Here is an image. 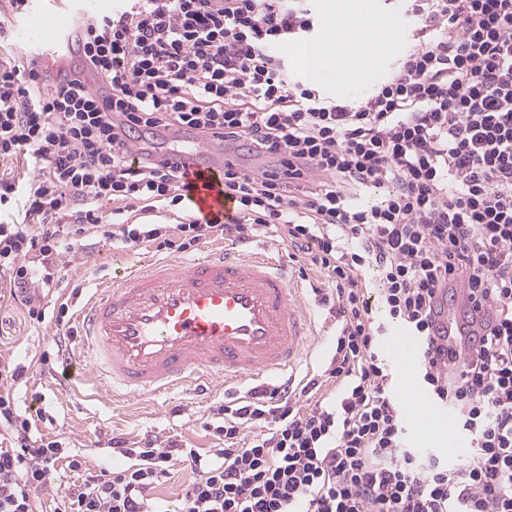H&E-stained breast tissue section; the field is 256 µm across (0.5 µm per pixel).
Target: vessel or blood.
I'll return each mask as SVG.
<instances>
[{
    "instance_id": "obj_1",
    "label": "vessel or blood",
    "mask_w": 512,
    "mask_h": 512,
    "mask_svg": "<svg viewBox=\"0 0 512 512\" xmlns=\"http://www.w3.org/2000/svg\"><path fill=\"white\" fill-rule=\"evenodd\" d=\"M111 10L112 0H28L13 32L26 57L46 62L51 73L68 72L79 63L80 20ZM366 38L358 19L335 28V40L349 57L360 56ZM163 156L183 166L195 209L205 215L231 211L222 193L224 168L240 164V153L187 134ZM469 314L458 304L442 306L438 324L446 337L438 345L447 348V363L461 359ZM77 321L80 355L65 361L66 378L92 375L108 396L129 399L192 385L264 387L306 357L315 334L299 288L279 271L272 249L223 243L191 261L169 256L115 272L82 304ZM383 352L416 442L433 440L450 426L451 416L421 386L417 339L395 328Z\"/></svg>"
}]
</instances>
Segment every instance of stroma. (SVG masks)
Returning a JSON list of instances; mask_svg holds the SVG:
<instances>
[{
  "label": "stroma",
  "instance_id": "1",
  "mask_svg": "<svg viewBox=\"0 0 512 512\" xmlns=\"http://www.w3.org/2000/svg\"><path fill=\"white\" fill-rule=\"evenodd\" d=\"M124 250L114 248L111 240L97 238L94 245L78 248L65 269L61 288L53 291L50 307L72 303L76 291L91 293L96 283L111 276L122 265ZM288 272L293 280L309 278L318 285V292H306L305 298L321 332L311 357L301 367L298 377L306 380L316 374L334 351L336 322L329 312V290L319 268L289 262ZM56 332L54 321L34 324L21 314L0 312V347L12 351L19 362L30 361L48 349ZM40 392L41 433L60 439L67 446L84 453L91 465H105L104 457L94 454V446H104L112 435L121 434L137 440L151 430L163 437H173L198 448H210L214 440L204 424L227 400H244V389L216 387L207 396L198 397L180 392L157 400H109L94 378L83 383H61L56 372L40 369L30 381L20 386L15 398L20 408H28L33 392Z\"/></svg>",
  "mask_w": 512,
  "mask_h": 512
}]
</instances>
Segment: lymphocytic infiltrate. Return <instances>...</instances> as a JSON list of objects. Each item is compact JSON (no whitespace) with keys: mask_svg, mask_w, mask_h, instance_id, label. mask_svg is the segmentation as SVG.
<instances>
[{"mask_svg":"<svg viewBox=\"0 0 512 512\" xmlns=\"http://www.w3.org/2000/svg\"><path fill=\"white\" fill-rule=\"evenodd\" d=\"M25 2L0 16V311L44 322L65 257L102 233L186 253L272 232L324 271L336 338L294 395L219 407L205 429L221 447L115 436L112 470L39 432L14 398L29 368L0 354V512H165L156 490L178 465L193 475L178 512H512V0H412L416 48L355 102L320 98L280 53L313 29L308 0H124L80 52L108 101L79 72L19 65ZM187 129L246 156L224 170L227 215L199 221L184 171L155 157ZM32 159L33 178L12 174ZM161 211L178 224L132 219ZM454 286L495 314L460 371L421 369L475 444L464 466L409 446L379 356L395 323L434 341L436 293ZM64 467L76 479L42 503Z\"/></svg>","mask_w":512,"mask_h":512,"instance_id":"1","label":"lymphocytic infiltrate"}]
</instances>
